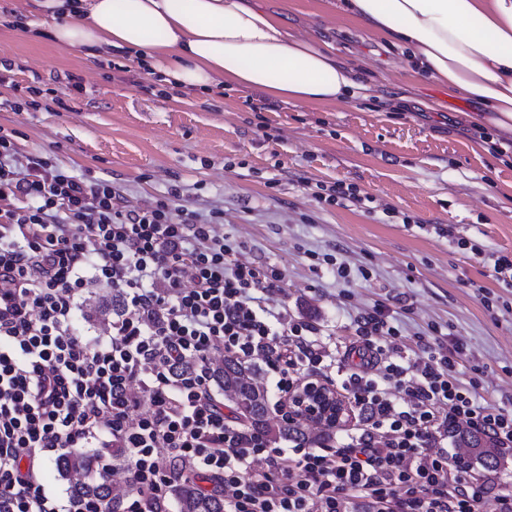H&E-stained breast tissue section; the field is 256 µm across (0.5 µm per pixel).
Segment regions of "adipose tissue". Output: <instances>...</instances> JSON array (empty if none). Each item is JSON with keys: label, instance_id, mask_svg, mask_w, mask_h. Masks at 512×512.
<instances>
[{"label": "adipose tissue", "instance_id": "adipose-tissue-1", "mask_svg": "<svg viewBox=\"0 0 512 512\" xmlns=\"http://www.w3.org/2000/svg\"><path fill=\"white\" fill-rule=\"evenodd\" d=\"M336 10L477 103L476 124L512 134V0H338ZM30 12L50 20L59 47L123 52L184 89L233 85L302 107L370 91L330 44L259 0H31Z\"/></svg>", "mask_w": 512, "mask_h": 512}]
</instances>
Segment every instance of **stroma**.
<instances>
[{
    "instance_id": "35a3bbf8",
    "label": "stroma",
    "mask_w": 512,
    "mask_h": 512,
    "mask_svg": "<svg viewBox=\"0 0 512 512\" xmlns=\"http://www.w3.org/2000/svg\"><path fill=\"white\" fill-rule=\"evenodd\" d=\"M265 2L366 70L372 95L313 108L236 87L166 88L123 54L91 57L22 33L25 0H0V66L9 68L0 134L20 155L111 181L124 205L164 200L176 215L214 220L217 234L241 243L239 260L281 272L270 307L318 324L331 351L343 353L378 306L400 330L380 344L412 364L427 361L418 341L441 326L464 347L460 383L481 403L512 408V288L472 252L512 254V153L479 140L476 103L414 73L329 0ZM73 77L80 90L69 89ZM30 86L64 97L27 110ZM336 182L355 185L361 202L315 198L317 185ZM111 299L105 284H87L82 333L109 335Z\"/></svg>"
}]
</instances>
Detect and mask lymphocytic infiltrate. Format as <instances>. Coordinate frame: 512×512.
<instances>
[{
  "mask_svg": "<svg viewBox=\"0 0 512 512\" xmlns=\"http://www.w3.org/2000/svg\"><path fill=\"white\" fill-rule=\"evenodd\" d=\"M239 250L167 202L128 208L111 181L18 159L0 135V512H91L50 495L41 474L97 439L121 451L122 512H170L188 475L224 512H346L350 497L379 512H479L489 496L512 512L494 476L448 454L463 423L512 453V411L460 387V346L394 362L377 343L398 334L384 309L351 343L366 371L341 383L357 411L346 443L284 448L225 412L216 356L262 361L283 397L323 376L328 356L316 327L267 306L279 271ZM92 279L120 300L104 341L73 324Z\"/></svg>",
  "mask_w": 512,
  "mask_h": 512,
  "instance_id": "obj_1",
  "label": "lymphocytic infiltrate"
}]
</instances>
